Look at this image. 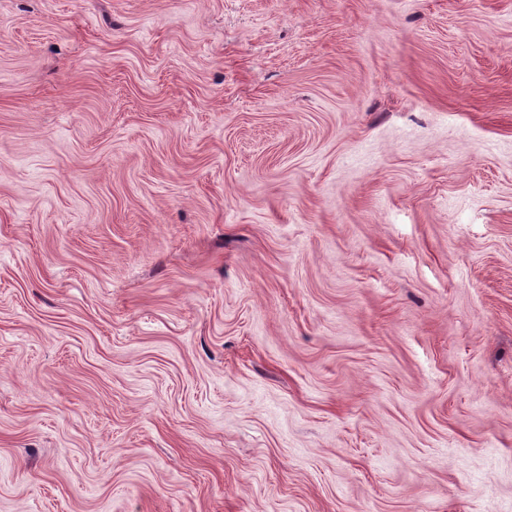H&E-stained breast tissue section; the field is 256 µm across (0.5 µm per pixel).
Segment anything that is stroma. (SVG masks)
<instances>
[{
	"mask_svg": "<svg viewBox=\"0 0 512 512\" xmlns=\"http://www.w3.org/2000/svg\"><path fill=\"white\" fill-rule=\"evenodd\" d=\"M0 512H512V0H0Z\"/></svg>",
	"mask_w": 512,
	"mask_h": 512,
	"instance_id": "1",
	"label": "stroma"
}]
</instances>
